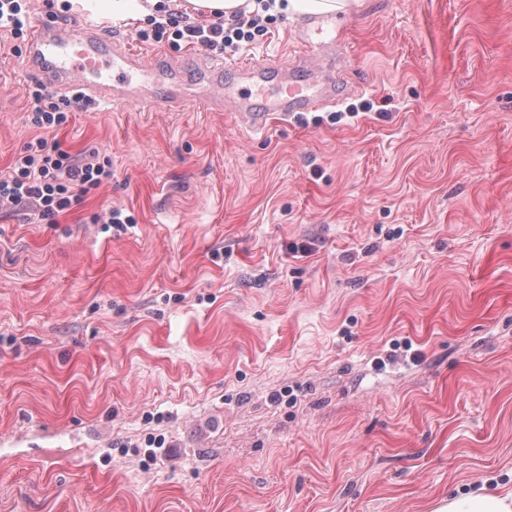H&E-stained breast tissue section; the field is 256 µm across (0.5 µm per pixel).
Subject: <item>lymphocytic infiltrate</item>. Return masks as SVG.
I'll return each instance as SVG.
<instances>
[{"instance_id": "lymphocytic-infiltrate-1", "label": "lymphocytic infiltrate", "mask_w": 512, "mask_h": 512, "mask_svg": "<svg viewBox=\"0 0 512 512\" xmlns=\"http://www.w3.org/2000/svg\"><path fill=\"white\" fill-rule=\"evenodd\" d=\"M259 27L258 19L237 18L207 28L188 25L176 30L175 35L214 50L250 41L253 30ZM29 94L36 104L31 122L41 131L61 130L72 113L82 108L80 98L58 103L39 85L33 86ZM111 177L110 159L93 151L74 156L61 149L59 142L40 136L28 143L8 171L0 172V212L28 210L52 224Z\"/></svg>"}]
</instances>
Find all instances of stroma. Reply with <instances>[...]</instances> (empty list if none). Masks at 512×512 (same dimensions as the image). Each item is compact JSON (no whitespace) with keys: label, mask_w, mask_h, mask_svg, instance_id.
Wrapping results in <instances>:
<instances>
[{"label":"stroma","mask_w":512,"mask_h":512,"mask_svg":"<svg viewBox=\"0 0 512 512\" xmlns=\"http://www.w3.org/2000/svg\"><path fill=\"white\" fill-rule=\"evenodd\" d=\"M336 18L332 53L282 14L223 53L312 58L320 123L87 107L57 139L111 180L54 224L0 213V512H434L512 486V0ZM103 28L188 81L210 56ZM25 45L0 30V170L36 134Z\"/></svg>","instance_id":"obj_1"}]
</instances>
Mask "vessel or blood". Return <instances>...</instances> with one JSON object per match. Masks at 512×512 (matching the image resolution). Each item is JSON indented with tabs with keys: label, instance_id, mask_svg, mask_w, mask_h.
I'll return each instance as SVG.
<instances>
[{
	"label": "vessel or blood",
	"instance_id": "obj_1",
	"mask_svg": "<svg viewBox=\"0 0 512 512\" xmlns=\"http://www.w3.org/2000/svg\"><path fill=\"white\" fill-rule=\"evenodd\" d=\"M307 62L301 61L292 72H285L276 61L219 62L199 69L195 77L204 85H234L241 79L255 87L270 82L281 89L275 98L258 94L225 96L233 111L247 118L251 128H262L271 114L290 118L319 110L335 102L332 89H311L306 75ZM22 69L39 77L47 88L58 93L71 92L89 103H109L132 97L125 84L128 74L138 75L142 86L161 87L160 96L143 95V104L180 106L185 101L181 82L172 62L145 59L127 40L106 35L101 30L79 22L71 23L68 38H61L58 21L49 15L31 23Z\"/></svg>",
	"mask_w": 512,
	"mask_h": 512
}]
</instances>
